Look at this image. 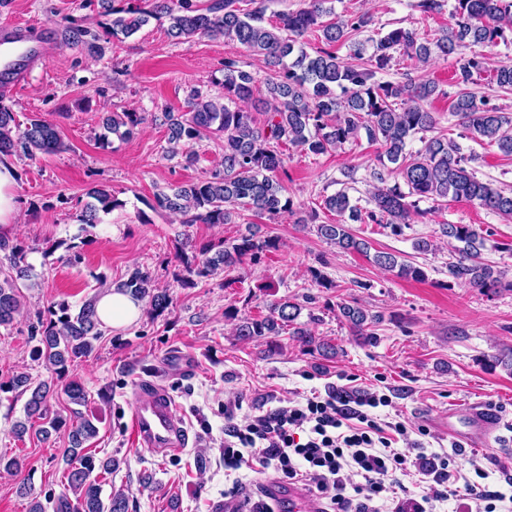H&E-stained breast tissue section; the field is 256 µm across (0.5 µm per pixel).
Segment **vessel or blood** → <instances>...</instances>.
Masks as SVG:
<instances>
[{"label": "vessel or blood", "instance_id": "obj_1", "mask_svg": "<svg viewBox=\"0 0 512 512\" xmlns=\"http://www.w3.org/2000/svg\"><path fill=\"white\" fill-rule=\"evenodd\" d=\"M56 47L51 34L38 37L22 26L0 27V88L9 90L23 82L34 65L45 62ZM131 425L136 444L165 454H177L187 444L188 434L182 425L175 402L163 390L138 397ZM500 429L496 411L482 404H471L448 412V431L469 446L490 447ZM265 494L271 501L287 500L290 512H299L304 489L268 483Z\"/></svg>", "mask_w": 512, "mask_h": 512}]
</instances>
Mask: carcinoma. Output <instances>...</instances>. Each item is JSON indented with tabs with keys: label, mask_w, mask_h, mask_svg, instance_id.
<instances>
[{
	"label": "carcinoma",
	"mask_w": 512,
	"mask_h": 512,
	"mask_svg": "<svg viewBox=\"0 0 512 512\" xmlns=\"http://www.w3.org/2000/svg\"><path fill=\"white\" fill-rule=\"evenodd\" d=\"M330 2L308 0L307 7L283 11L275 21L267 22V0H213L206 7L193 0H149L147 7L129 2L119 8L114 6V0H100L104 14L109 16L106 35L112 39L129 38L150 19L165 17L169 21L167 34L174 41L197 36L229 39L247 53L262 58L268 68L260 80L243 69L240 57L228 55L224 57L220 82L223 95L213 97L193 88L185 111L161 113L169 131L167 157L178 158L187 166L194 164L197 155L193 145L210 135L223 139L224 157L207 178L159 191L156 208L178 215L183 224H231L243 211L272 220L293 210V201L284 195L285 187L279 180L284 171L282 147L291 145L318 155L356 141L363 134L381 149L377 161L382 170L373 172L379 186L371 191L372 208L364 211L351 204L344 189L326 197L324 208L341 220L316 225L317 235L324 241L344 251L366 253L367 243L349 232L347 221L379 224L399 236L404 228L432 214L433 209L420 207L423 201L439 206L465 200L512 220V189L478 178L469 166L474 157L464 155L455 141L443 135L425 137L437 125L435 113L428 108L429 101L439 94L436 83L375 79L376 74L390 67L397 53L423 63L434 55L456 56L455 77L460 90L453 101V113L468 131V138L512 157V114L490 104L488 97L469 91L474 76L487 70V58L466 53L472 45L488 46L505 38V32L512 33V0H454L452 22L438 38L428 41L414 28L398 27L371 40L369 46L355 36L373 24L372 15L364 12L337 18ZM89 35L90 30L76 19L69 21L64 31L67 44L83 45L102 54V47L97 44L99 37L89 40ZM308 35L320 43L311 53L303 41ZM343 45L350 49L347 60L336 51ZM260 81L267 93L261 101V124L246 107ZM493 81L498 88L512 91V63L498 65ZM143 120L138 112H114L104 120L98 141L107 146L112 136L127 140ZM417 134L423 147L412 154L406 147ZM64 149L66 144L55 123L36 116L23 126L9 106L0 104L1 155L29 158ZM386 171L397 174L403 184L387 185ZM87 196L91 201L79 216L82 224H96L99 212L109 213L123 206L103 186L89 189ZM440 236L451 245L449 278L483 293L512 290V281H503L501 272L483 259L492 232L473 224H443ZM278 248V238L258 239L251 234L231 245L220 242L196 248L190 255L183 252L180 260L188 275L207 278L218 269L235 267L246 260L257 263L264 252ZM30 252L32 249L27 246L0 238V253L14 271L0 279V326L11 325L23 305L18 281L29 278ZM373 262L400 278H425L421 267L400 261L390 252H376ZM118 289L134 299L148 301L154 317L171 305L167 291L153 287L151 276L139 269L133 270ZM336 308L358 343L376 341L372 327L379 323L380 316L368 313L354 300L344 299L336 303ZM300 312V305L287 299L275 301L267 316L240 322L237 335L244 340L278 336L280 330L289 327V335L305 350L320 351L324 356L336 354L334 347L314 336L306 325L297 323ZM99 326L94 300L86 301L74 316L67 304L60 303L58 309L49 310L45 318L37 316L30 325V336L39 338L33 355L60 376L68 369V363L92 351V341L101 335ZM12 388L30 392L27 417L47 415L49 385L39 383L33 387L29 376L21 374L7 385L0 384V390ZM63 394L77 418L69 431L71 448L64 459V491L43 501L34 495L32 486L21 483L19 493L31 497L29 512H46V501L54 503L53 512H128V495L120 489L102 498L101 484L93 477L95 472L111 475L119 462L110 457L98 458L82 447L98 434L94 422L77 410L86 402L84 386L70 381L63 387Z\"/></svg>",
	"instance_id": "carcinoma-1"
}]
</instances>
